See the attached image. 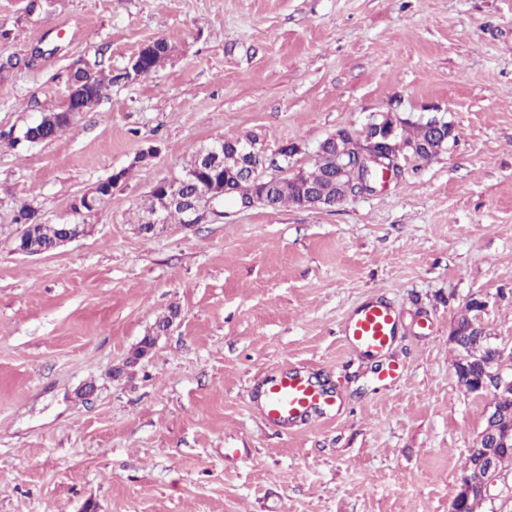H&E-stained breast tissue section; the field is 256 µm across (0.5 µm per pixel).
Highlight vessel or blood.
Here are the masks:
<instances>
[{
  "label": "vessel or blood",
  "instance_id": "b4317fda",
  "mask_svg": "<svg viewBox=\"0 0 512 512\" xmlns=\"http://www.w3.org/2000/svg\"><path fill=\"white\" fill-rule=\"evenodd\" d=\"M397 329L396 311L386 302L375 299L349 315L345 322L344 336L354 350L376 355L386 350ZM263 394V418L281 428L304 422L311 415L335 406V400L329 392L297 372H284L269 378Z\"/></svg>",
  "mask_w": 512,
  "mask_h": 512
}]
</instances>
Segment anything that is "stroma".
Instances as JSON below:
<instances>
[{
  "mask_svg": "<svg viewBox=\"0 0 512 512\" xmlns=\"http://www.w3.org/2000/svg\"><path fill=\"white\" fill-rule=\"evenodd\" d=\"M158 38L170 60L126 79ZM81 62L110 79L99 101L16 143ZM387 111L456 138L331 208L137 229L153 185L218 138L297 145L310 171ZM25 203L82 236L19 252ZM374 299L399 316L377 357L342 338ZM474 299L512 369V0H0V512H448L493 398L455 373ZM289 369L336 406L281 429L255 396Z\"/></svg>",
  "mask_w": 512,
  "mask_h": 512,
  "instance_id": "obj_1",
  "label": "stroma"
}]
</instances>
